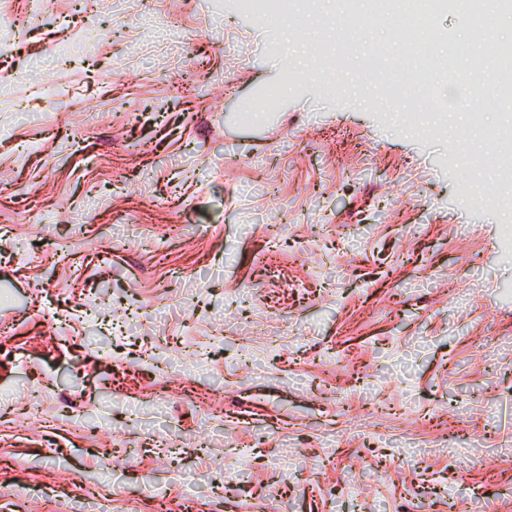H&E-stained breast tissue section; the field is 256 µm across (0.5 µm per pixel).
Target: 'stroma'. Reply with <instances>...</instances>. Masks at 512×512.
Wrapping results in <instances>:
<instances>
[{"mask_svg": "<svg viewBox=\"0 0 512 512\" xmlns=\"http://www.w3.org/2000/svg\"><path fill=\"white\" fill-rule=\"evenodd\" d=\"M1 10L29 35L0 28V512L65 481L70 512L178 486L215 487L202 512H512V210L469 209L456 144L366 101L389 28L331 95L299 74L315 36L237 0ZM74 14L95 62L58 58Z\"/></svg>", "mask_w": 512, "mask_h": 512, "instance_id": "35a3bbf8", "label": "stroma"}]
</instances>
